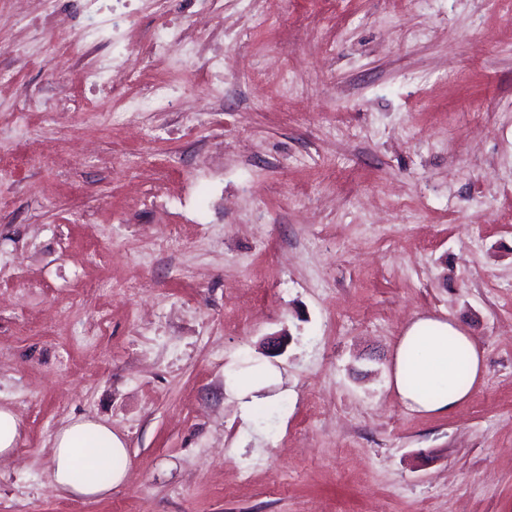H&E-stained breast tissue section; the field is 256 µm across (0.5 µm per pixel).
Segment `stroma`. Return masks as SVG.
<instances>
[{"mask_svg": "<svg viewBox=\"0 0 512 512\" xmlns=\"http://www.w3.org/2000/svg\"><path fill=\"white\" fill-rule=\"evenodd\" d=\"M55 7L0 0V115L33 117L0 135V512H512V0H211L220 82L142 53L196 0ZM118 56L179 111H113L85 73ZM422 315L484 352L447 416L389 386ZM79 417L128 448L100 498L50 484ZM245 364V367L225 370V388L237 400L241 416L250 422L274 403L273 398L260 397L258 393L280 383L281 372L266 359H249ZM19 422L16 415L0 407V457L11 454L18 436Z\"/></svg>", "mask_w": 512, "mask_h": 512, "instance_id": "obj_1", "label": "stroma"}]
</instances>
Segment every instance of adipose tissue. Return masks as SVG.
<instances>
[{
  "instance_id": "1",
  "label": "adipose tissue",
  "mask_w": 512,
  "mask_h": 512,
  "mask_svg": "<svg viewBox=\"0 0 512 512\" xmlns=\"http://www.w3.org/2000/svg\"><path fill=\"white\" fill-rule=\"evenodd\" d=\"M485 371L483 352L466 328L451 320L421 316L404 328L393 348L389 383L407 409L446 415L469 398ZM280 381V370L264 359H250L245 366L225 372V388L248 421L272 405V398L262 391ZM126 459L125 444L111 425L73 420L53 440L52 485L73 497H99L122 484ZM105 466L111 467L112 478L102 483L95 473Z\"/></svg>"
}]
</instances>
